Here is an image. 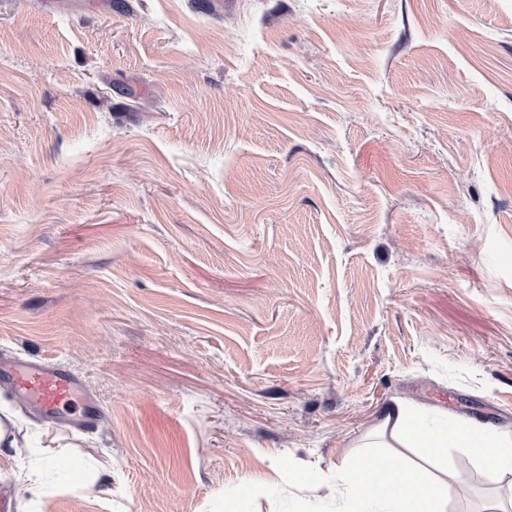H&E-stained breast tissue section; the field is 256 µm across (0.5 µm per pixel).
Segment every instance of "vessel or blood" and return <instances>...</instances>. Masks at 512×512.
<instances>
[{"mask_svg": "<svg viewBox=\"0 0 512 512\" xmlns=\"http://www.w3.org/2000/svg\"><path fill=\"white\" fill-rule=\"evenodd\" d=\"M0 382L41 417L62 420L66 408L81 404L82 412L74 424L91 427L99 416L97 403L84 390L79 380L68 371L45 363L22 359L0 361Z\"/></svg>", "mask_w": 512, "mask_h": 512, "instance_id": "b4317fda", "label": "vessel or blood"}]
</instances>
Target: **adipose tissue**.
<instances>
[{"label": "adipose tissue", "mask_w": 512, "mask_h": 512, "mask_svg": "<svg viewBox=\"0 0 512 512\" xmlns=\"http://www.w3.org/2000/svg\"><path fill=\"white\" fill-rule=\"evenodd\" d=\"M381 428L428 459L444 458L452 447L469 449L493 470H512V431L491 422L439 420L393 403ZM344 512H447L448 481L388 456L352 457L336 487Z\"/></svg>", "instance_id": "obj_1"}]
</instances>
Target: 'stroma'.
Segmentation results:
<instances>
[{"instance_id": "stroma-1", "label": "stroma", "mask_w": 512, "mask_h": 512, "mask_svg": "<svg viewBox=\"0 0 512 512\" xmlns=\"http://www.w3.org/2000/svg\"><path fill=\"white\" fill-rule=\"evenodd\" d=\"M0 0V360L14 512H334L395 401L512 429V0ZM57 442L104 493L49 485ZM317 472L298 488L291 471ZM448 512H512L465 448ZM1 380L41 417L61 421L66 408L79 401L83 408L80 417L73 420L76 427H91L99 417L97 402L68 371L13 358L0 362ZM66 460L67 457L64 454H55L45 458L38 466L30 468L26 472V490L32 499L42 495L48 474H52L60 480H67L71 477L66 467ZM257 488H264L268 492L275 489L274 483L268 478H258L250 482L247 487H238L224 494V501L215 512H250V503L253 492Z\"/></svg>"}]
</instances>
